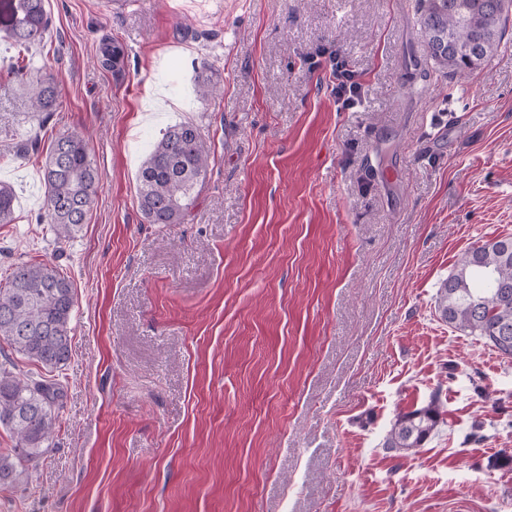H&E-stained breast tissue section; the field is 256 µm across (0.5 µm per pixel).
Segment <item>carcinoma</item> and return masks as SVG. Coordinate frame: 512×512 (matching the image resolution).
Returning <instances> with one entry per match:
<instances>
[{
    "instance_id": "obj_1",
    "label": "carcinoma",
    "mask_w": 512,
    "mask_h": 512,
    "mask_svg": "<svg viewBox=\"0 0 512 512\" xmlns=\"http://www.w3.org/2000/svg\"><path fill=\"white\" fill-rule=\"evenodd\" d=\"M45 0H0V32L18 49L8 71L24 101V114L47 121L59 106L57 76L35 67L28 58L41 44L50 20ZM431 67L447 77L468 75L499 46L512 16V0H415ZM102 65L122 70L126 49L106 38L100 46ZM220 87L204 63L195 76V92L206 102ZM42 139L30 136L0 153V163L27 159L40 152ZM213 161L201 127L191 121L168 126L142 162L137 174V206L149 224H180L194 205L198 186ZM101 179L78 132L50 140L42 167L45 207L39 221L50 224L59 241L76 238L86 223ZM13 188L0 182V224L15 223ZM75 307L73 283L57 268L32 262L9 266L0 275V338L27 359L60 371L71 356L70 323ZM436 308L449 326L478 337L505 357H512V237H497L466 251L436 292ZM63 393L57 380L21 377L0 363V426L15 446L0 454V490L9 489L19 467L40 460L48 451L59 422ZM440 419L437 400L400 415L385 447L420 448Z\"/></svg>"
}]
</instances>
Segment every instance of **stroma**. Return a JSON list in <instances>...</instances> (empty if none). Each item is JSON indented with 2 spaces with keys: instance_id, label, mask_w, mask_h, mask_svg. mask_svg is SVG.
Masks as SVG:
<instances>
[{
  "instance_id": "35a3bbf8",
  "label": "stroma",
  "mask_w": 512,
  "mask_h": 512,
  "mask_svg": "<svg viewBox=\"0 0 512 512\" xmlns=\"http://www.w3.org/2000/svg\"><path fill=\"white\" fill-rule=\"evenodd\" d=\"M414 2L45 0L30 56L60 105L39 124L0 81V150L77 131L101 180L60 242L43 156L0 167V272L49 263L76 300L60 425L0 512H512V358L435 309L462 253L512 235V23L473 75L425 81ZM181 120L215 161L182 223L149 224L136 175ZM434 399L422 448H384ZM101 63L106 69H112L113 72H121L126 49L124 45L115 39L106 38L100 46ZM336 97L342 100L344 107H352L361 97L362 85L353 71L348 69L343 60H336ZM220 87L212 79L210 66L204 63L195 76V92L198 99L208 101L217 97Z\"/></svg>"
}]
</instances>
